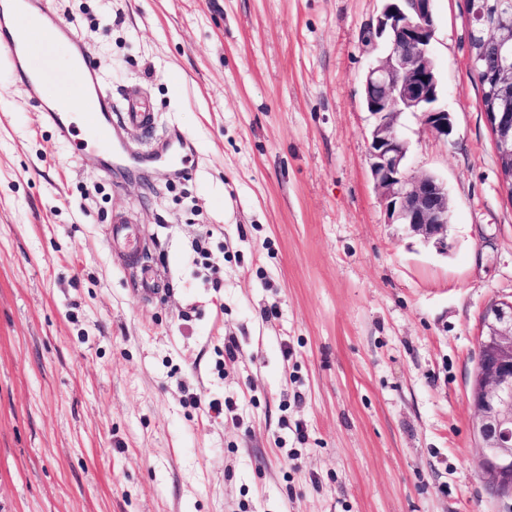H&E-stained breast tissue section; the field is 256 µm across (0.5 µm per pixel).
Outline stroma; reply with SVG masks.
I'll use <instances>...</instances> for the list:
<instances>
[{
  "label": "stroma",
  "mask_w": 512,
  "mask_h": 512,
  "mask_svg": "<svg viewBox=\"0 0 512 512\" xmlns=\"http://www.w3.org/2000/svg\"><path fill=\"white\" fill-rule=\"evenodd\" d=\"M50 6L113 100L155 112L117 137L166 140L190 174L74 160L0 68V512H512L471 431L512 199L466 0H436L432 41L453 138L401 120L409 172L448 185L444 253L389 223L371 177L380 0ZM106 236L111 244L122 242L131 248H136L140 238V231L135 224L114 222L108 225Z\"/></svg>",
  "instance_id": "obj_1"
}]
</instances>
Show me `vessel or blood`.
<instances>
[{
	"label": "vessel or blood",
	"mask_w": 512,
	"mask_h": 512,
	"mask_svg": "<svg viewBox=\"0 0 512 512\" xmlns=\"http://www.w3.org/2000/svg\"><path fill=\"white\" fill-rule=\"evenodd\" d=\"M5 8L16 14H36L41 18L45 28L43 43L53 50L42 67L32 68L28 65L26 46L29 35L10 32L1 18L0 62L4 63L16 82L22 84L28 97L39 103L61 141L72 148L75 156L107 146L117 126L148 127L147 113L130 105L121 107L113 102L111 91L104 86L96 66L85 55L78 35L71 29L56 27L47 0H7ZM49 69L56 70L61 82L80 84L91 105L90 111L77 115L69 112L64 102L44 100L42 76ZM106 236L110 242H122L133 248L138 244L140 231L136 225L116 222L108 226Z\"/></svg>",
	"instance_id": "1"
}]
</instances>
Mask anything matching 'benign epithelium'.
Instances as JSON below:
<instances>
[{"instance_id":"7a95c632","label":"benign epithelium","mask_w":512,"mask_h":512,"mask_svg":"<svg viewBox=\"0 0 512 512\" xmlns=\"http://www.w3.org/2000/svg\"><path fill=\"white\" fill-rule=\"evenodd\" d=\"M369 42L384 40V52L370 64L363 80L365 102L376 116L370 133L368 160L389 223L405 224L427 243L448 247L451 203L445 182L433 173L407 170L409 142L401 133V117L411 113L434 137L453 133L448 111L431 106L439 78L431 51L435 0H381ZM479 25L477 39L497 52L496 84L512 90V34L498 24ZM494 137L501 187L512 193V110L485 113ZM474 410L471 430L482 457V476L500 497L512 499V300L490 305L482 318L471 387Z\"/></svg>"}]
</instances>
